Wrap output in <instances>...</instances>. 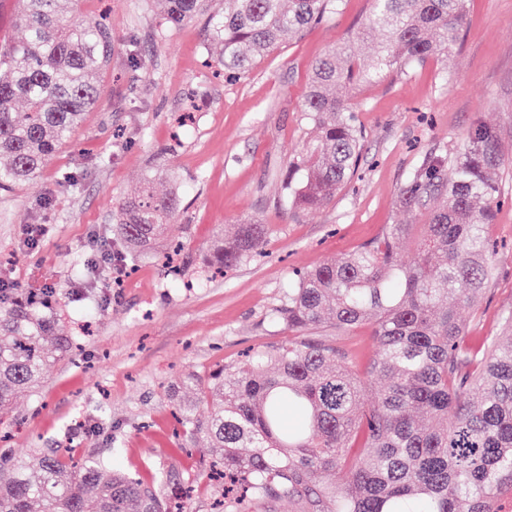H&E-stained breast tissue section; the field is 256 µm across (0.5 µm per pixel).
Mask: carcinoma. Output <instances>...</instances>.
Returning <instances> with one entry per match:
<instances>
[{
	"instance_id": "1",
	"label": "carcinoma",
	"mask_w": 512,
	"mask_h": 512,
	"mask_svg": "<svg viewBox=\"0 0 512 512\" xmlns=\"http://www.w3.org/2000/svg\"><path fill=\"white\" fill-rule=\"evenodd\" d=\"M83 0H19L24 37L0 44V191L34 182L100 96L112 62V30ZM172 28L205 0H160ZM343 0H226L209 18L220 64L240 75L280 45L342 8ZM467 0H372L360 35L376 41L370 62L348 43L314 63L302 102L313 142L288 168L286 202L327 205L357 173L364 136L336 90L371 84L448 53ZM495 128L479 125L456 156H431L408 176L399 205L437 201L426 224H387L360 250L300 270L278 321L289 332L238 365H221L191 401L176 400L185 440L203 439L224 482L221 512H268L281 498L296 512H512V339L464 345L458 316L489 281L487 228L500 205L504 168ZM179 196L145 182L114 215L117 258H135L172 228ZM269 227L237 225L212 242L207 265L238 266L263 252ZM419 232L415 260L397 243ZM56 288L0 290V414L36 392L73 337L57 331ZM368 325L376 343L366 378L352 356L306 332ZM381 387L366 400L368 382ZM110 467L55 451L29 462L0 456V512H186L183 498Z\"/></svg>"
}]
</instances>
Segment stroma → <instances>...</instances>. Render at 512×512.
I'll list each match as a JSON object with an SVG mask.
<instances>
[{"mask_svg":"<svg viewBox=\"0 0 512 512\" xmlns=\"http://www.w3.org/2000/svg\"><path fill=\"white\" fill-rule=\"evenodd\" d=\"M83 9L112 26L99 102L33 184L0 192V280L59 288L61 328L77 345L0 423V449L17 459L47 449L99 456L148 483L168 476L192 487L188 512H212L211 458L180 448L172 382L283 340L277 311L293 272L370 243L384 225L425 223L398 196L426 156L455 154L467 131L488 124L512 158V0H468L451 57L343 89L365 135L363 160L310 213L285 206L281 187L310 142L301 106L311 66L354 39L370 0H345L234 82L203 63L215 51L207 20L224 0L174 29L157 0H85ZM65 171L79 172L77 190L61 188ZM149 175L157 192L178 190L170 235L134 268L113 265L114 284L86 274L90 256L116 251L112 213ZM496 179L506 201L489 229L494 274L460 311L471 338L504 335L501 317L512 312V168ZM249 219L270 227L264 257L199 284L211 240ZM31 224L48 227L33 245Z\"/></svg>","mask_w":512,"mask_h":512,"instance_id":"1","label":"stroma"}]
</instances>
